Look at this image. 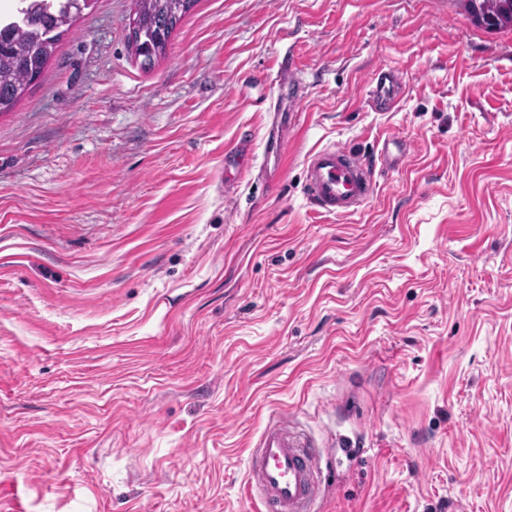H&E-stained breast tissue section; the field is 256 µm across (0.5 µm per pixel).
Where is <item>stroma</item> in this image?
I'll list each match as a JSON object with an SVG mask.
<instances>
[{
	"instance_id": "obj_1",
	"label": "stroma",
	"mask_w": 512,
	"mask_h": 512,
	"mask_svg": "<svg viewBox=\"0 0 512 512\" xmlns=\"http://www.w3.org/2000/svg\"><path fill=\"white\" fill-rule=\"evenodd\" d=\"M94 0L0 115V512H259L288 414L317 512H512V31L456 0H196L142 67ZM292 51L280 189L260 157ZM406 94L366 104L378 70ZM406 165L316 210L330 145ZM299 69L293 56H284L278 64L277 78L279 85H288L291 90L299 91ZM335 450H313L292 430L288 414H281L253 445L246 490L259 495L267 512H309L319 491L320 458L335 460Z\"/></svg>"
}]
</instances>
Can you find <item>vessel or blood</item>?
<instances>
[{
	"label": "vessel or blood",
	"instance_id": "1",
	"mask_svg": "<svg viewBox=\"0 0 512 512\" xmlns=\"http://www.w3.org/2000/svg\"><path fill=\"white\" fill-rule=\"evenodd\" d=\"M403 93L400 77L391 71L379 73L370 92L374 108L389 111ZM297 121L294 109L275 106L268 117L263 164L279 169L288 143V133ZM306 187L313 205L329 214H349L367 202L374 188L372 165L349 148H323L309 159ZM335 451L313 450L297 435L287 415L268 423L248 459L246 490L258 494L266 512H309L319 491L321 460H334Z\"/></svg>",
	"mask_w": 512,
	"mask_h": 512
}]
</instances>
